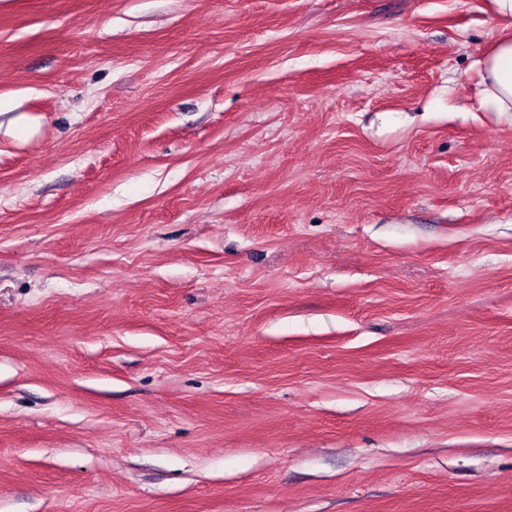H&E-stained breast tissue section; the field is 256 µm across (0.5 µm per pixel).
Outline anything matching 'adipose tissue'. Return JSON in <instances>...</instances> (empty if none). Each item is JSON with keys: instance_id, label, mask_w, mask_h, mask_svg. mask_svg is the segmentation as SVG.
Returning <instances> with one entry per match:
<instances>
[{"instance_id": "1", "label": "adipose tissue", "mask_w": 512, "mask_h": 512, "mask_svg": "<svg viewBox=\"0 0 512 512\" xmlns=\"http://www.w3.org/2000/svg\"><path fill=\"white\" fill-rule=\"evenodd\" d=\"M475 66L482 85L481 108L512 112V30H502ZM42 125V115L18 111L11 97L0 96V137L24 144L40 134Z\"/></svg>"}]
</instances>
